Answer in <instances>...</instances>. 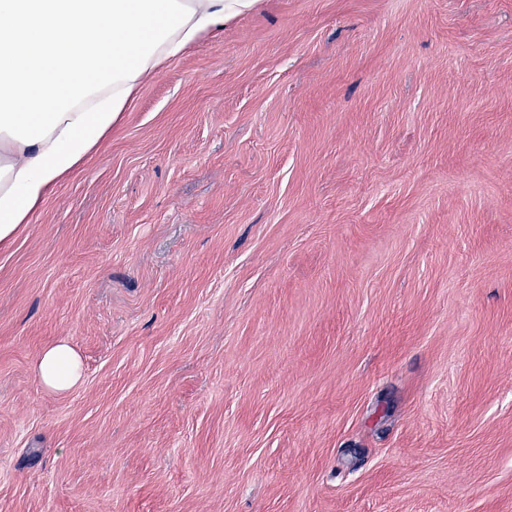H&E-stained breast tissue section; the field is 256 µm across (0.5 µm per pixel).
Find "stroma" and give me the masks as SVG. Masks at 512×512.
I'll list each match as a JSON object with an SVG mask.
<instances>
[{"mask_svg": "<svg viewBox=\"0 0 512 512\" xmlns=\"http://www.w3.org/2000/svg\"><path fill=\"white\" fill-rule=\"evenodd\" d=\"M0 512H512V0H262L144 85L0 246ZM35 371L44 388L65 393L79 386L83 366L72 346L66 342H57L41 352Z\"/></svg>", "mask_w": 512, "mask_h": 512, "instance_id": "1", "label": "stroma"}]
</instances>
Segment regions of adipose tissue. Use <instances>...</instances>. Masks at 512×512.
Instances as JSON below:
<instances>
[{
    "label": "adipose tissue",
    "mask_w": 512,
    "mask_h": 512,
    "mask_svg": "<svg viewBox=\"0 0 512 512\" xmlns=\"http://www.w3.org/2000/svg\"><path fill=\"white\" fill-rule=\"evenodd\" d=\"M261 0H0V244L108 138L136 92ZM47 390L79 386L65 342L35 365Z\"/></svg>",
    "instance_id": "ef3b65f1"
}]
</instances>
